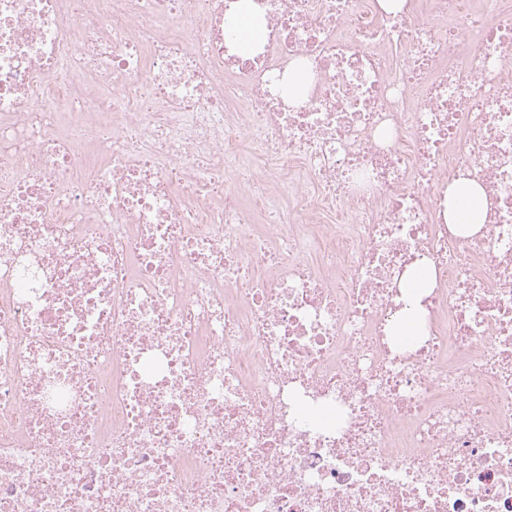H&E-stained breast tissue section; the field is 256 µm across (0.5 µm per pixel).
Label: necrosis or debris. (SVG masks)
Listing matches in <instances>:
<instances>
[{
	"label": "necrosis or debris",
	"instance_id": "1",
	"mask_svg": "<svg viewBox=\"0 0 512 512\" xmlns=\"http://www.w3.org/2000/svg\"><path fill=\"white\" fill-rule=\"evenodd\" d=\"M237 4L0 0V512H512V0ZM231 23L235 28L236 38L243 52L248 51L262 37L263 33L254 21L250 0H242L238 7V13L231 18ZM485 194L478 183L468 181L461 188L448 190V223L458 224L465 236L477 234L485 218Z\"/></svg>",
	"mask_w": 512,
	"mask_h": 512
}]
</instances>
